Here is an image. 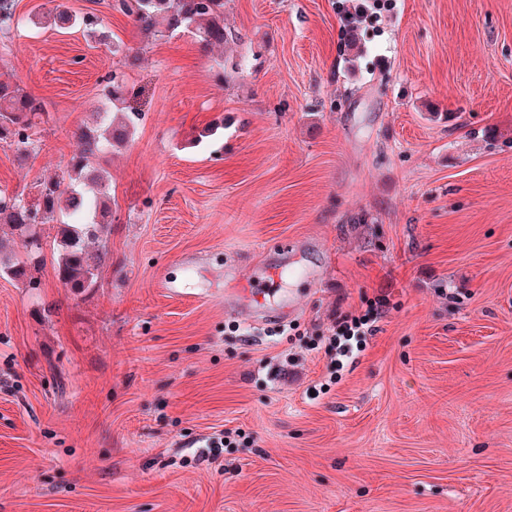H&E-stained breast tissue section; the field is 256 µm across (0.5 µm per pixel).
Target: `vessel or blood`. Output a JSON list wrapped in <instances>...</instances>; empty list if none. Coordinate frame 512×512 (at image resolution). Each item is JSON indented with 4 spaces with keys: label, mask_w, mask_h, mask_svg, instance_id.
I'll list each match as a JSON object with an SVG mask.
<instances>
[{
    "label": "vessel or blood",
    "mask_w": 512,
    "mask_h": 512,
    "mask_svg": "<svg viewBox=\"0 0 512 512\" xmlns=\"http://www.w3.org/2000/svg\"><path fill=\"white\" fill-rule=\"evenodd\" d=\"M284 278L282 267L265 268L262 276L247 275L242 288L226 297L228 307L247 324L277 319L295 311L294 300H279L278 292Z\"/></svg>",
    "instance_id": "vessel-or-blood-1"
}]
</instances>
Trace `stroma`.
Returning a JSON list of instances; mask_svg holds the SVG:
<instances>
[{
	"label": "stroma",
	"mask_w": 512,
	"mask_h": 512,
	"mask_svg": "<svg viewBox=\"0 0 512 512\" xmlns=\"http://www.w3.org/2000/svg\"><path fill=\"white\" fill-rule=\"evenodd\" d=\"M58 7L137 54L140 118L98 157L97 286L63 287L52 223L33 282L0 277V512H512V0H226L209 52L115 0H14L0 79L48 121L0 144V189L28 197L116 62ZM284 241L271 337L224 293ZM378 295L334 371L309 341ZM51 22L59 29H67L74 26H83L88 34L99 42H106L108 35L103 29L102 19L93 13L83 16H75L67 10L59 9L50 17Z\"/></svg>",
	"instance_id": "1"
}]
</instances>
